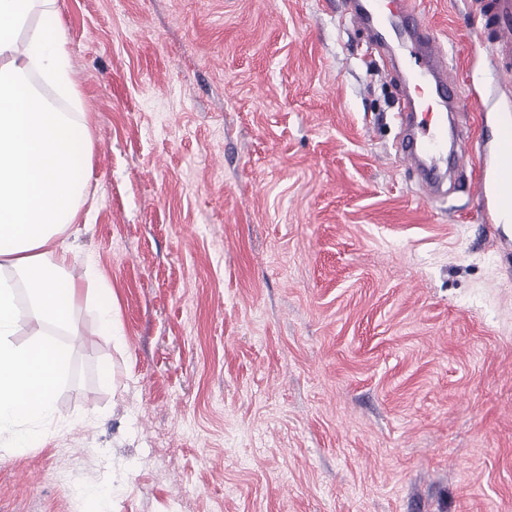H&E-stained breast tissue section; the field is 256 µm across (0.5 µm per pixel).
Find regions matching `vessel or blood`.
<instances>
[{
	"label": "vessel or blood",
	"instance_id": "1",
	"mask_svg": "<svg viewBox=\"0 0 512 512\" xmlns=\"http://www.w3.org/2000/svg\"><path fill=\"white\" fill-rule=\"evenodd\" d=\"M346 13L355 26L372 35L371 49L384 48L385 31L397 41L395 56L399 71L408 76L416 95L408 99L400 116L406 126L402 153L414 163L431 197L448 194L447 179L436 160L452 145L448 143V115L467 112L474 104L461 98L448 74L446 56L429 33L422 13L400 4L387 9L386 0H348ZM474 32L481 45L490 47V62L496 73L512 74V0H477ZM461 157L474 156L472 143L453 145ZM479 197L490 200L483 213L485 223H493L512 213V113L504 112L495 150L492 172H480L473 184Z\"/></svg>",
	"mask_w": 512,
	"mask_h": 512
}]
</instances>
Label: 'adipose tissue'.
<instances>
[{
	"instance_id": "ef3b65f1",
	"label": "adipose tissue",
	"mask_w": 512,
	"mask_h": 512,
	"mask_svg": "<svg viewBox=\"0 0 512 512\" xmlns=\"http://www.w3.org/2000/svg\"><path fill=\"white\" fill-rule=\"evenodd\" d=\"M67 45L57 0H0V273H16L28 297L19 312L15 288L0 276V430H13L20 452L54 412L69 351L43 337L16 347L17 329L73 331L86 294L98 302L101 333L114 328L112 288L92 269L86 281L74 278L69 251L57 244L79 223L87 185L75 173V141L89 121Z\"/></svg>"
}]
</instances>
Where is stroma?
I'll list each match as a JSON object with an SVG mask.
<instances>
[{"instance_id":"35a3bbf8","label":"stroma","mask_w":512,"mask_h":512,"mask_svg":"<svg viewBox=\"0 0 512 512\" xmlns=\"http://www.w3.org/2000/svg\"><path fill=\"white\" fill-rule=\"evenodd\" d=\"M494 158L463 0H413ZM92 118L56 412L0 512H512V223L422 202L405 87L345 0H57ZM114 381L105 384L104 371ZM86 297L93 296L98 301V322L100 332L112 336L116 297L112 288L97 274L93 267L87 270Z\"/></svg>"}]
</instances>
